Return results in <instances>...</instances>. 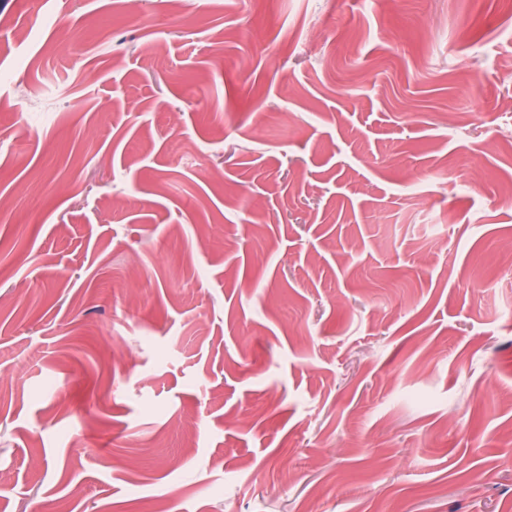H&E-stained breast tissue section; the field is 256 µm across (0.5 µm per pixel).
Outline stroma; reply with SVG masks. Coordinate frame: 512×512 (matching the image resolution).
I'll return each instance as SVG.
<instances>
[{
    "mask_svg": "<svg viewBox=\"0 0 512 512\" xmlns=\"http://www.w3.org/2000/svg\"><path fill=\"white\" fill-rule=\"evenodd\" d=\"M497 0H0V512H512Z\"/></svg>",
    "mask_w": 512,
    "mask_h": 512,
    "instance_id": "1",
    "label": "stroma"
}]
</instances>
